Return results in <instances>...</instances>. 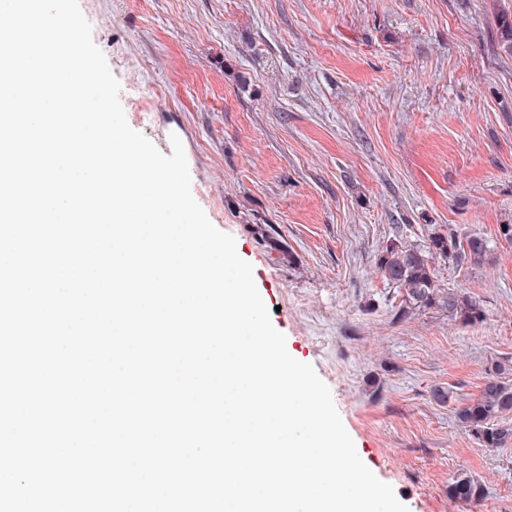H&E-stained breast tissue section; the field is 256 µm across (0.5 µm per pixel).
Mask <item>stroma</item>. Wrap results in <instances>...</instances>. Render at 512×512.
Listing matches in <instances>:
<instances>
[{
	"label": "stroma",
	"instance_id": "stroma-1",
	"mask_svg": "<svg viewBox=\"0 0 512 512\" xmlns=\"http://www.w3.org/2000/svg\"><path fill=\"white\" fill-rule=\"evenodd\" d=\"M79 5L129 126L167 155L178 135L195 200L363 463L409 512H512V441L482 447L455 420L491 361L512 358V58L491 0ZM430 224L497 240L490 265H436L483 322L398 316L376 258L395 228L420 242ZM460 473L481 505L449 498Z\"/></svg>",
	"mask_w": 512,
	"mask_h": 512
}]
</instances>
